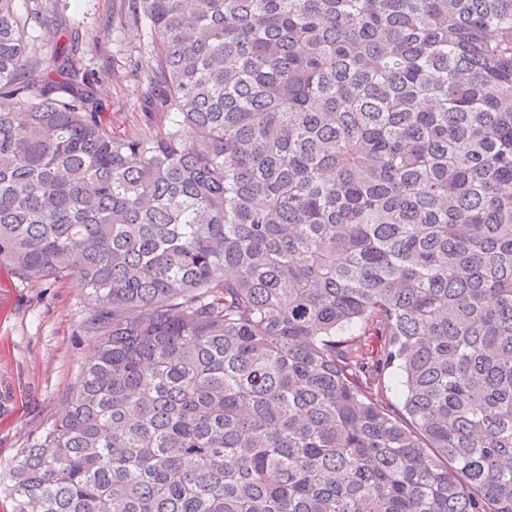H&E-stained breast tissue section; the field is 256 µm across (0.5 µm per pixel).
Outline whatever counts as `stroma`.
<instances>
[{
  "instance_id": "stroma-1",
  "label": "stroma",
  "mask_w": 512,
  "mask_h": 512,
  "mask_svg": "<svg viewBox=\"0 0 512 512\" xmlns=\"http://www.w3.org/2000/svg\"><path fill=\"white\" fill-rule=\"evenodd\" d=\"M13 8L39 53L52 51L45 23L59 13L76 39L95 35L97 50L84 60L106 102L105 124L117 134L158 132L143 115L151 44L145 31L125 18L122 0H14ZM88 315L85 291L74 280L26 283L0 270V477L77 389L94 345L83 330Z\"/></svg>"
}]
</instances>
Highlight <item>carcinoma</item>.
Wrapping results in <instances>:
<instances>
[{
  "label": "carcinoma",
  "instance_id": "carcinoma-1",
  "mask_svg": "<svg viewBox=\"0 0 512 512\" xmlns=\"http://www.w3.org/2000/svg\"><path fill=\"white\" fill-rule=\"evenodd\" d=\"M122 2L155 134L0 0V268L95 337L13 512H512V0Z\"/></svg>",
  "mask_w": 512,
  "mask_h": 512
}]
</instances>
